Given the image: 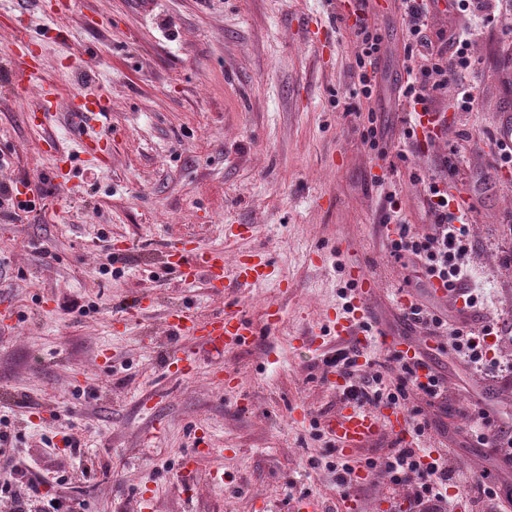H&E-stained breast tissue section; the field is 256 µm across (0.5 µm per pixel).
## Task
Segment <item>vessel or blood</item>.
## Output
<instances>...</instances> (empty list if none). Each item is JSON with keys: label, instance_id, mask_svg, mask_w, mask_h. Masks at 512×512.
Here are the masks:
<instances>
[{"label": "vessel or blood", "instance_id": "obj_1", "mask_svg": "<svg viewBox=\"0 0 512 512\" xmlns=\"http://www.w3.org/2000/svg\"><path fill=\"white\" fill-rule=\"evenodd\" d=\"M391 7V0H335L334 14L344 26L350 27L366 20L368 14L380 15ZM14 34L7 49L11 68L12 89L15 95H23L33 87L40 88L41 98L35 110L29 111V121L45 126L54 112L55 92L45 81L41 63L35 47L41 37L40 32L30 28L27 20L14 18ZM104 101L87 98L72 100L68 112L71 132L80 134L81 150L91 156L97 164L108 165L112 158L109 148L110 136H84V129L97 121L104 110ZM418 137L428 141L439 137L448 123L444 112H421L417 115ZM166 267L176 278L187 282L197 277H205L208 287L217 293L223 292L226 280H234L244 286H257L266 277L269 258L264 251L252 250L242 253L233 267H226L224 255L209 251L189 243L179 241L170 245L166 252ZM349 275L357 286L351 301L352 313L339 314L329 321V331L339 339H352L356 345H363L365 336L359 328L360 321L369 312L374 293V284L360 267H352ZM283 316L282 308L269 304L263 326H256L245 319L238 311H224L198 320L179 309L170 312L168 326L173 335L193 336L214 351L242 345L261 335L263 330L276 327ZM388 347L401 358L416 364L420 382H427L430 374L428 363L421 356V345L412 344L395 336L387 341ZM327 430L336 442V449L342 455H351L355 450L372 441L380 434L388 433L405 437L408 430L405 412L397 407L383 409L365 408L351 402H344L335 417L327 425Z\"/></svg>", "mask_w": 512, "mask_h": 512}]
</instances>
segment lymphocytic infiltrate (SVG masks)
Segmentation results:
<instances>
[{"label": "lymphocytic infiltrate", "mask_w": 512, "mask_h": 512, "mask_svg": "<svg viewBox=\"0 0 512 512\" xmlns=\"http://www.w3.org/2000/svg\"><path fill=\"white\" fill-rule=\"evenodd\" d=\"M408 58H420L421 65L401 85L399 94L407 111H433L438 94L454 89V107L460 112L474 111L476 96L472 87L461 77L473 66L471 48L477 39L474 28L456 32H432L429 27L431 9L425 0H403ZM359 41L355 58L357 83L355 96L371 98L378 80V64L382 55V39L368 23L355 27ZM425 202L432 222L423 231L413 229L399 216H390L395 226L388 240V249L395 258H408L418 278L443 281L453 289L467 278L464 257L469 249L468 229L459 216L449 211L448 188L444 181L428 178ZM406 318L435 336H446L458 355L474 368H481L484 357V338L490 335V326L475 331L461 325L448 324L442 317L422 304L407 307ZM358 350L346 347L335 350L323 360L325 366L348 380L344 391L347 400L373 406H402L411 391H422L430 399L444 396V380L432 375L429 386H421L413 364L400 361V375L395 385L385 383L382 375L363 380L358 376ZM368 466L376 473L387 475L392 484L408 486L416 503L424 505L425 512H446L448 488L456 482L455 471L446 452L430 448L399 445ZM55 481L51 474H37L34 463L17 455L10 431L0 429V493L7 495L14 512H31L34 503H42L50 512H75L73 503L59 498H45L41 488Z\"/></svg>", "instance_id": "1"}]
</instances>
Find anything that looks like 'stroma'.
I'll list each match as a JSON object with an SVG mask.
<instances>
[{"label": "stroma", "mask_w": 512, "mask_h": 512, "mask_svg": "<svg viewBox=\"0 0 512 512\" xmlns=\"http://www.w3.org/2000/svg\"><path fill=\"white\" fill-rule=\"evenodd\" d=\"M0 0V189L34 186L40 209L0 218V419L16 448L41 468L64 475L60 497L77 512H299L308 500L325 512H419L409 488L383 477L337 487L326 424L342 395L325 382L324 356L339 343L323 335L329 312L346 305L349 265L373 276L368 317L374 330L415 337L396 294L436 308L450 323H491L482 370L457 358L439 337L429 359L448 381L443 406L414 394L426 423L422 443L444 448L459 481L449 488L452 512H472L471 474L497 492L484 512H501L512 495V466L476 442L466 411L486 410L491 426L512 417V167L497 169L492 142L512 110V38L490 22L473 46L468 76L477 96L471 112L452 111L448 125L414 167L397 158L403 139L398 88L407 73L402 8L373 19L383 38L380 84L372 99L352 98L354 33L332 23L330 0ZM25 14L32 29L54 22L66 40H45L41 65L57 92L50 124L27 121L37 93L18 99L2 58L9 25ZM328 23L334 48L321 52L312 28ZM93 92L111 110L93 135L111 134L112 163L87 161L71 135L72 97ZM376 110L389 156L377 159L364 140L363 115ZM53 138L72 166L56 184L41 148ZM447 180L472 210L467 262L482 288L480 307L459 310L436 299L387 250L388 193L402 215L429 223L424 185L414 173ZM190 239L225 260L259 249L270 276L258 286L231 284L223 293L185 284L165 271L167 243ZM126 244L107 261L114 241ZM322 263L310 260L312 252ZM111 264L104 272L103 264ZM152 294L135 319L118 317L129 298ZM284 316L251 343L213 353L190 337H172L175 308L205 318L225 308L262 323L269 302ZM191 352L200 367L184 377L165 371L169 350ZM232 367L236 387L211 371ZM309 415L298 421L296 406ZM163 434L150 441L154 423ZM65 434L86 444L84 462L50 452ZM195 454L196 494L179 480ZM221 471L223 486L210 483Z\"/></svg>", "instance_id": "stroma-1"}]
</instances>
